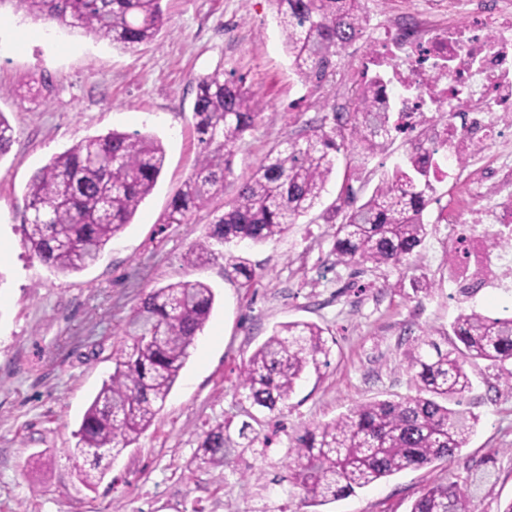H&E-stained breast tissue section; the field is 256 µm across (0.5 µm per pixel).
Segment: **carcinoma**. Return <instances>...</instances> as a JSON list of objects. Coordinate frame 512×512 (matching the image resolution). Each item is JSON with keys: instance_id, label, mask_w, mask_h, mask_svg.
Masks as SVG:
<instances>
[{"instance_id": "1", "label": "carcinoma", "mask_w": 512, "mask_h": 512, "mask_svg": "<svg viewBox=\"0 0 512 512\" xmlns=\"http://www.w3.org/2000/svg\"><path fill=\"white\" fill-rule=\"evenodd\" d=\"M163 0H16L34 20L58 23L104 39L125 51L156 41L165 24ZM291 66L301 81L320 86L335 74L349 44L362 37L369 18L361 0H271ZM194 120L200 159L173 196L167 223L224 195V181L245 134L257 122L254 97L243 80L218 69L196 84ZM320 123L304 141L270 150L244 181L227 210L184 255L189 266L224 258V277L248 287L255 270L248 258L219 244L260 246L288 230L321 203L342 151L365 161L396 136V127L373 84L358 86L348 118ZM13 143V128L0 113V157ZM154 136L112 131L86 138L52 157L26 185L24 240L50 270L78 273L94 265L107 244L131 223L153 192L165 164ZM429 177L409 157L383 173L371 196L334 226L333 253L344 264L403 267L428 234L423 212L430 204ZM213 288L179 281L143 295L125 324L113 370L85 411L67 456L89 489L111 460L135 444L153 424L210 317ZM446 347L425 331L408 353L416 394L356 405L337 418L304 429L288 449L287 480L305 503L321 506L353 495L405 469L437 460L454 462L477 418L463 409L472 380L466 364L489 362L512 389V315L463 310L440 332ZM323 329L292 321L274 328L242 365L239 387L251 408L280 412L309 368L328 364ZM230 434L218 423L199 436L192 464L224 466ZM472 484L451 481L427 489L411 512H470Z\"/></svg>"}]
</instances>
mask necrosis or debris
<instances>
[{
	"mask_svg": "<svg viewBox=\"0 0 512 512\" xmlns=\"http://www.w3.org/2000/svg\"><path fill=\"white\" fill-rule=\"evenodd\" d=\"M372 38L352 61L358 81L378 79L431 184L463 179L482 201L448 215L467 230L450 279L476 293L511 286L512 263L476 228L512 239V150L502 148L512 143V0H415L411 12L378 21Z\"/></svg>",
	"mask_w": 512,
	"mask_h": 512,
	"instance_id": "4bbe7bcc",
	"label": "necrosis or debris"
}]
</instances>
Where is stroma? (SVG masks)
I'll use <instances>...</instances> for the list:
<instances>
[{
	"mask_svg": "<svg viewBox=\"0 0 512 512\" xmlns=\"http://www.w3.org/2000/svg\"><path fill=\"white\" fill-rule=\"evenodd\" d=\"M158 41L125 51L52 27L0 0V113L14 129L0 158V512H411L429 487L475 481L471 512H499L512 500V391L484 362L468 365L465 406L476 432L454 463L404 470L357 495L316 508L288 483V450L305 427L354 404L414 394L406 354L426 329L448 327L461 309L448 282V210L466 204L462 187L441 185L424 212L429 234L408 270L349 266L332 252V226L363 203L383 171L403 162L394 139L366 164L339 155L319 207L263 246L248 250L251 287L225 278L223 260L191 267L183 257L212 220L164 217L200 152L192 114L198 77L224 69L241 78L260 112L246 134L216 207L276 144L309 134L343 111L354 86L348 59L316 88L292 70L271 0H163ZM148 133L166 151L153 193L101 260L76 274L52 272L29 250L22 226L33 172L87 137ZM429 290L417 289L420 280ZM200 280L216 299L153 425L95 489L79 481L67 448L90 400L112 371V353L144 292ZM288 321L324 330L329 363L308 370L283 413L261 416L255 440L232 447L224 467L190 461L203 430L238 431L247 419L238 373ZM41 455V467L25 462Z\"/></svg>",
	"mask_w": 512,
	"mask_h": 512,
	"instance_id": "35a3bbf8",
	"label": "stroma"
}]
</instances>
